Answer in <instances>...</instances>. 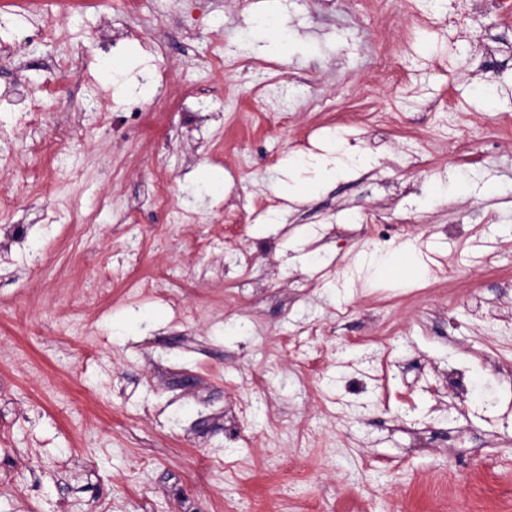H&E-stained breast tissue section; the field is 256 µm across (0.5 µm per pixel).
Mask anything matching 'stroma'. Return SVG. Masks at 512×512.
<instances>
[{
	"instance_id": "1",
	"label": "stroma",
	"mask_w": 512,
	"mask_h": 512,
	"mask_svg": "<svg viewBox=\"0 0 512 512\" xmlns=\"http://www.w3.org/2000/svg\"><path fill=\"white\" fill-rule=\"evenodd\" d=\"M385 6L0 0V512H512V17ZM270 2L264 12L259 15L257 23L250 29L247 37H249V43L252 46H254L253 43L255 42L269 41L266 48L272 52H280L287 44V41L282 35H278L275 39H269L270 33L274 29L278 30L281 27L276 11V4L279 2ZM305 164L314 168L319 175V183L336 180L343 176L348 168L338 169L334 164V161L329 158L328 155L313 154L308 156V160L304 161Z\"/></svg>"
}]
</instances>
